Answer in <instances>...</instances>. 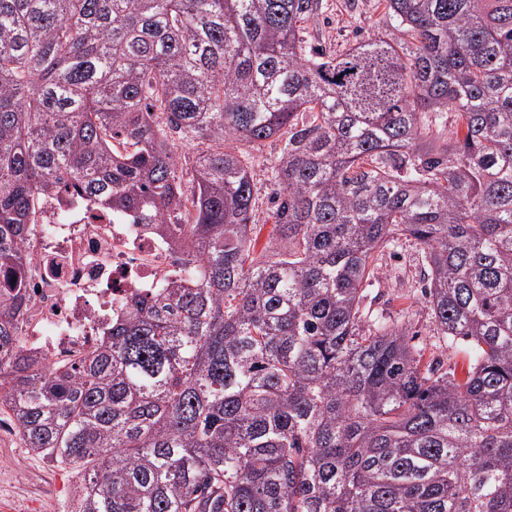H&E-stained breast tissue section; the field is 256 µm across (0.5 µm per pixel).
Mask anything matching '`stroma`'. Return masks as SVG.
I'll return each instance as SVG.
<instances>
[{
  "mask_svg": "<svg viewBox=\"0 0 512 512\" xmlns=\"http://www.w3.org/2000/svg\"><path fill=\"white\" fill-rule=\"evenodd\" d=\"M387 29L382 0H324L319 18L309 31L315 43L330 53H343L363 38ZM281 146L270 139L261 143H237L236 149L248 162L255 183L257 204L252 215L257 249L278 247L273 232L268 199L273 189L267 166ZM423 264L421 254L411 243L384 249L379 255L378 273L369 289L373 310L389 321L407 327L415 346L425 359H437L448 368H461L458 349L446 348L439 340L430 310L422 296ZM78 472L52 458L25 448L18 437L0 439V512H28L34 482L64 485V492L40 501L38 512H65L72 490L79 481Z\"/></svg>",
  "mask_w": 512,
  "mask_h": 512,
  "instance_id": "obj_1",
  "label": "stroma"
}]
</instances>
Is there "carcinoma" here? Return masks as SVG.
<instances>
[{"label": "carcinoma", "mask_w": 512, "mask_h": 512, "mask_svg": "<svg viewBox=\"0 0 512 512\" xmlns=\"http://www.w3.org/2000/svg\"><path fill=\"white\" fill-rule=\"evenodd\" d=\"M322 2L0 0V412L81 470L70 512H512V0H383L339 55ZM283 135L286 247L257 255L225 142ZM74 187L157 218L188 278L46 365L16 350L21 242ZM403 240L460 377L365 313Z\"/></svg>", "instance_id": "cac0c4a2"}]
</instances>
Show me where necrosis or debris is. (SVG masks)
<instances>
[{"mask_svg":"<svg viewBox=\"0 0 512 512\" xmlns=\"http://www.w3.org/2000/svg\"><path fill=\"white\" fill-rule=\"evenodd\" d=\"M40 210L21 245L18 347L50 364L70 363L94 349L132 297L179 279L185 256L153 225L101 211L84 195L47 192Z\"/></svg>","mask_w":512,"mask_h":512,"instance_id":"necrosis-or-debris-1","label":"necrosis or debris"}]
</instances>
